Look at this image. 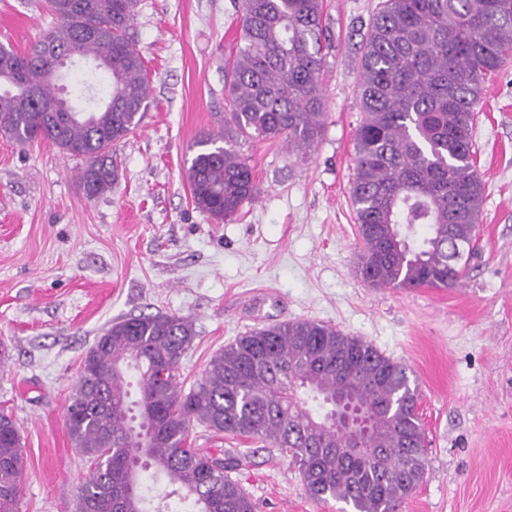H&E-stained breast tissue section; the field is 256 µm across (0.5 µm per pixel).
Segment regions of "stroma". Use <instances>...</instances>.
<instances>
[{
    "label": "stroma",
    "instance_id": "stroma-1",
    "mask_svg": "<svg viewBox=\"0 0 512 512\" xmlns=\"http://www.w3.org/2000/svg\"><path fill=\"white\" fill-rule=\"evenodd\" d=\"M379 0H326L335 49L322 74L324 131L312 151L242 140L256 192L219 222L195 208L192 145L224 124V63L241 0H141L134 27L148 110L119 142L111 192L90 197L81 159L0 136V407L26 467L21 512H75L90 464L66 428L82 358L112 320L177 314L196 337L181 361L191 388L246 332L310 319L404 364L421 393L427 466L401 512H512V64L488 77L473 161L484 184L478 249L453 288H375L350 185L361 120V41ZM56 24L43 0H0V43L23 51ZM230 455L254 512H340L314 502L287 453L243 436L192 433Z\"/></svg>",
    "mask_w": 512,
    "mask_h": 512
}]
</instances>
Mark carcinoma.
Returning a JSON list of instances; mask_svg holds the SVG:
<instances>
[{
    "mask_svg": "<svg viewBox=\"0 0 512 512\" xmlns=\"http://www.w3.org/2000/svg\"><path fill=\"white\" fill-rule=\"evenodd\" d=\"M381 0L362 43L350 186L360 274L381 288H450L467 271L484 187L472 135L482 84L512 60V0ZM140 0H47L59 53L105 61L104 104L87 116L59 93L57 56L0 45V134L48 141L84 160L88 196L118 181L112 145L134 133L149 84L137 49ZM325 0H241L242 45L224 70V129L202 135L187 169L195 207L228 221L253 197L241 137L300 152L326 120L320 75L332 47ZM196 337L185 316L115 320L84 357L67 407L75 448L94 466L76 512H254L232 458L191 447L192 427L252 437L298 464L308 495L352 512H397L426 471L418 386L370 342L297 319L252 330L215 354L196 386H180ZM319 402L324 412L306 407ZM360 446L364 452L350 454ZM24 448L0 410V512H20ZM171 490L154 503L140 472Z\"/></svg>",
    "mask_w": 512,
    "mask_h": 512,
    "instance_id": "obj_1",
    "label": "carcinoma"
}]
</instances>
